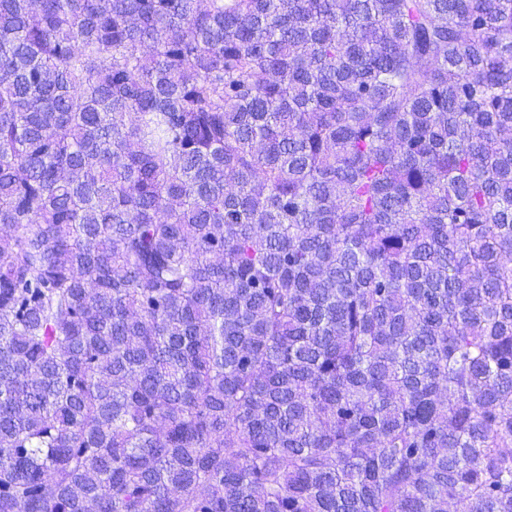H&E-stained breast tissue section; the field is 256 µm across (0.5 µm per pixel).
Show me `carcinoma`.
<instances>
[{
  "mask_svg": "<svg viewBox=\"0 0 512 512\" xmlns=\"http://www.w3.org/2000/svg\"><path fill=\"white\" fill-rule=\"evenodd\" d=\"M0 512H512V0H0Z\"/></svg>",
  "mask_w": 512,
  "mask_h": 512,
  "instance_id": "1",
  "label": "carcinoma"
}]
</instances>
